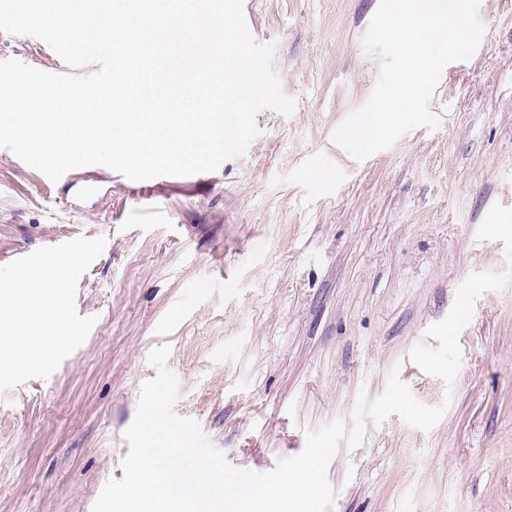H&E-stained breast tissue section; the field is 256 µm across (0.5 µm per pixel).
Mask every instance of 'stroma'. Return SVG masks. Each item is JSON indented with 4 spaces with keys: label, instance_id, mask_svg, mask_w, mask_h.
Segmentation results:
<instances>
[{
    "label": "stroma",
    "instance_id": "1",
    "mask_svg": "<svg viewBox=\"0 0 512 512\" xmlns=\"http://www.w3.org/2000/svg\"><path fill=\"white\" fill-rule=\"evenodd\" d=\"M379 0H254L248 28L276 46L297 107L213 172L130 181L103 166L89 194L0 149V265L80 236L106 237L77 284L84 344L45 380L0 391V512H92L123 478L140 387L171 347L177 415L238 469L271 471L305 433L352 424L398 373L440 404L410 362L474 272L512 270V0H480L482 42L448 65L415 129L358 161L334 129L375 86L363 43ZM66 67L44 42L0 32V60ZM326 171L323 179L315 171ZM161 206L157 221L139 211ZM453 400L431 431L366 422L328 467L332 512H512V284L475 303L459 335Z\"/></svg>",
    "mask_w": 512,
    "mask_h": 512
}]
</instances>
